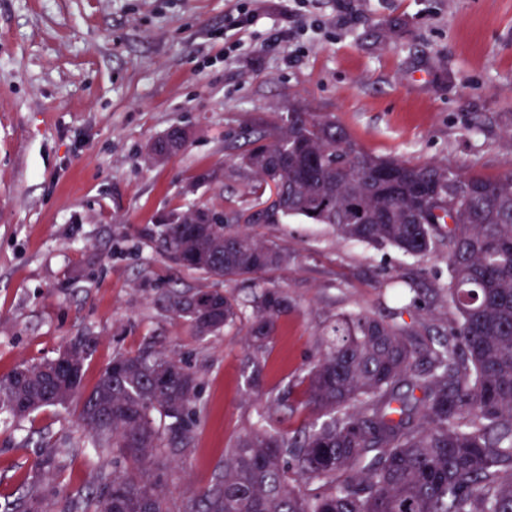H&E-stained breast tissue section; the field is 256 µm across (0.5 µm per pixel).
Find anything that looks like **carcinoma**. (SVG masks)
<instances>
[{"label": "carcinoma", "mask_w": 512, "mask_h": 512, "mask_svg": "<svg viewBox=\"0 0 512 512\" xmlns=\"http://www.w3.org/2000/svg\"><path fill=\"white\" fill-rule=\"evenodd\" d=\"M259 185L281 192L266 222L302 218L343 240L417 258L448 253L446 299L457 318L422 346L406 323L366 310L336 315L303 379L316 419L296 436L272 427L268 406L224 453L215 482L184 512H512V169L490 180L446 164L367 154L335 116L288 105L268 128L249 129L234 155ZM173 210L158 243L177 265L234 281L288 266V251L239 224L198 234ZM392 297L415 306L414 288ZM199 292L162 303L199 339L250 311L254 359L268 348L288 294L264 287L247 302L205 292L210 320L194 317ZM76 380L54 376L58 358L22 363L0 380V412L25 418L80 403L79 426L118 457L74 512H171L175 470L164 460L191 442L197 375L163 351L122 355L91 391L82 386L87 337L68 346ZM421 396H416L415 392Z\"/></svg>", "instance_id": "carcinoma-1"}]
</instances>
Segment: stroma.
Segmentation results:
<instances>
[{
  "instance_id": "1",
  "label": "stroma",
  "mask_w": 512,
  "mask_h": 512,
  "mask_svg": "<svg viewBox=\"0 0 512 512\" xmlns=\"http://www.w3.org/2000/svg\"><path fill=\"white\" fill-rule=\"evenodd\" d=\"M291 103L334 115L371 155L498 177L512 168V0H0V379L78 336L95 339L88 390L114 357L158 344L181 359L200 394L178 510L267 404L280 403L279 432L312 422L301 381L338 313H398L425 336L456 318L388 296L394 275L444 287L445 250L407 259L298 219L253 227L292 256L263 276L292 308L260 363L247 321L200 340L163 306L169 289L220 283L159 250V220L193 202L253 209L254 178L227 155ZM175 124L186 147L149 161ZM55 454L52 480L40 462ZM111 460L79 430L77 405L0 414V512L35 490L45 512H67Z\"/></svg>"
}]
</instances>
